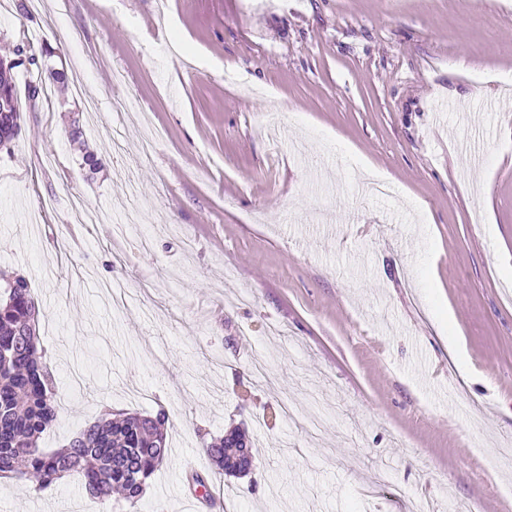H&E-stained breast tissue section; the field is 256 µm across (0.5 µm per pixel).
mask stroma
<instances>
[{"label": "stroma", "mask_w": 512, "mask_h": 512, "mask_svg": "<svg viewBox=\"0 0 512 512\" xmlns=\"http://www.w3.org/2000/svg\"><path fill=\"white\" fill-rule=\"evenodd\" d=\"M35 32L84 74L0 151V268L63 404L43 447L162 409L151 512H192L194 470L237 512H507L512 0H0V55ZM237 425L241 478L203 452ZM78 505L74 478L0 481V512Z\"/></svg>", "instance_id": "35a3bbf8"}]
</instances>
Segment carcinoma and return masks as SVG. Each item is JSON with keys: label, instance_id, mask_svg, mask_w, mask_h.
I'll return each mask as SVG.
<instances>
[{"label": "carcinoma", "instance_id": "cac0c4a2", "mask_svg": "<svg viewBox=\"0 0 512 512\" xmlns=\"http://www.w3.org/2000/svg\"><path fill=\"white\" fill-rule=\"evenodd\" d=\"M0 146L20 128L16 64L0 57ZM40 307L25 277L0 269V477L34 482L39 491L76 476L92 497L112 508V495L123 493L130 505L143 496L148 480L168 452V417L105 411L97 421L60 448H42L41 436L52 427L61 402L56 379L45 362L39 334ZM211 464L237 476L234 464L253 458V442L234 427L206 444Z\"/></svg>", "mask_w": 512, "mask_h": 512}]
</instances>
